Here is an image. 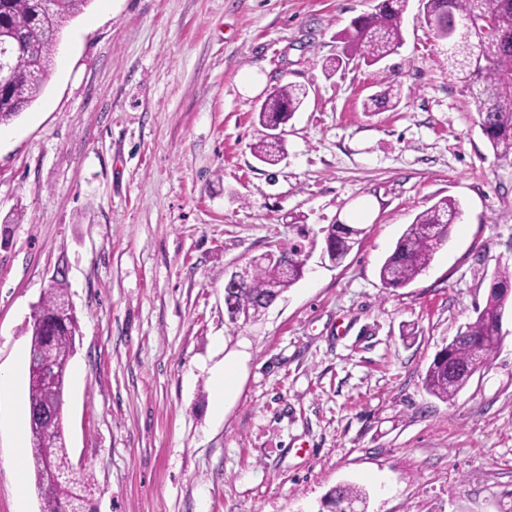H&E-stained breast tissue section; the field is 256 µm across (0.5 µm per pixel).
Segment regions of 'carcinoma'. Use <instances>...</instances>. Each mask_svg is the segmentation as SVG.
Listing matches in <instances>:
<instances>
[{"label":"carcinoma","instance_id":"carcinoma-1","mask_svg":"<svg viewBox=\"0 0 512 512\" xmlns=\"http://www.w3.org/2000/svg\"><path fill=\"white\" fill-rule=\"evenodd\" d=\"M43 0H0V30L14 34V48L5 88L0 90V125L18 117L41 94L50 76L53 56L65 24L82 12L90 0H54L52 20L41 18ZM426 22L440 39L448 38V20L471 34V41L448 52L454 72L470 93L479 125L487 144L500 157L512 155V0H420ZM409 0H374L373 9L351 21L341 37L342 55L326 67L336 70L346 60L374 66L393 54L402 42V21ZM307 97L305 88L285 84L274 89L261 104L259 124L286 125ZM401 102L399 86L389 84L363 104L366 112H377ZM253 155L275 165L283 143L264 137L252 146ZM460 215L451 198L437 201L419 213L396 242L380 268L386 288H401L413 282L429 266L434 254L448 242L451 228ZM363 229L354 224H329L316 233L277 249L275 256L253 266L243 287L231 293L237 311L256 322L288 288L305 274L306 254L321 248L323 255L339 265L351 251ZM67 288L61 281L47 289L39 303L41 319H32L30 354L41 363L60 370L54 383H28L29 407L47 404L62 409L66 372L73 353L78 321L67 310ZM512 303V268L498 267L489 287L486 303L476 319L465 326L434 357L426 370V392L451 402L467 385L477 359L488 362L498 351L503 336L499 325ZM36 481L43 512H60L72 502L89 507L88 484L74 479L61 418L39 425V437L30 439ZM366 493L353 485L331 490L325 503L333 512L365 501Z\"/></svg>","mask_w":512,"mask_h":512}]
</instances>
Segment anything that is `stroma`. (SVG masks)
Masks as SVG:
<instances>
[{
    "label": "stroma",
    "instance_id": "1",
    "mask_svg": "<svg viewBox=\"0 0 512 512\" xmlns=\"http://www.w3.org/2000/svg\"><path fill=\"white\" fill-rule=\"evenodd\" d=\"M372 8L90 0L65 25L44 92L0 126V512L40 510L11 401L58 277L79 324L62 423L96 512H321L345 484L366 512H512V310L454 401L423 387L512 265V157L487 144L419 0L395 53L326 70ZM286 83L308 97L269 166L250 149L257 110ZM391 83L399 105L364 113ZM443 198L462 209L448 243L384 287L396 240ZM343 217L363 233L342 264L313 253L260 321L226 324L232 269Z\"/></svg>",
    "mask_w": 512,
    "mask_h": 512
}]
</instances>
